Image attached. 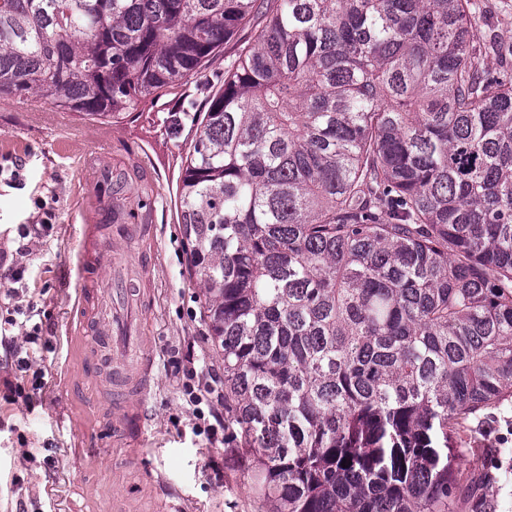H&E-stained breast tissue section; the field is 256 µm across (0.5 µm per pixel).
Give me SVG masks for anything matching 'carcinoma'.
<instances>
[{"mask_svg":"<svg viewBox=\"0 0 512 512\" xmlns=\"http://www.w3.org/2000/svg\"><path fill=\"white\" fill-rule=\"evenodd\" d=\"M181 175L190 274L268 512H459L512 397V57L474 0H274ZM260 0H0V97L108 123Z\"/></svg>","mask_w":512,"mask_h":512,"instance_id":"1","label":"carcinoma"}]
</instances>
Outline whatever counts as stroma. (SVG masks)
<instances>
[{
	"label": "stroma",
	"mask_w": 512,
	"mask_h": 512,
	"mask_svg": "<svg viewBox=\"0 0 512 512\" xmlns=\"http://www.w3.org/2000/svg\"><path fill=\"white\" fill-rule=\"evenodd\" d=\"M254 34L240 30L202 68L201 77L146 104L135 121L103 124L71 114L70 130L54 122V108L25 110L24 98L0 99V512H114L117 501L139 498L143 478L114 482V449L107 430L112 411L86 381L92 367L69 334L80 283L73 267L80 236L74 214L91 202L120 204L132 223L155 225L147 249L156 253L142 278L153 289V351L159 370L146 400L143 437L155 478L154 492L180 512H267L251 488L245 442L229 408L215 401L224 432L208 435L195 417L173 359L193 356L204 374L222 370L201 317L200 290L191 280L178 223L181 162L193 134H172L167 117L204 113L224 84V67ZM101 152L116 189L87 165ZM48 231H40L42 223ZM33 232L22 242L21 229ZM23 269L21 282L10 268ZM30 312L40 328L5 322L13 308ZM463 476L486 472L488 512H512V399L478 412L455 443ZM86 451L77 460L73 449Z\"/></svg>",
	"instance_id": "obj_1"
}]
</instances>
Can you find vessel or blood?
Listing matches in <instances>:
<instances>
[{"label": "vessel or blood", "instance_id": "1", "mask_svg": "<svg viewBox=\"0 0 512 512\" xmlns=\"http://www.w3.org/2000/svg\"><path fill=\"white\" fill-rule=\"evenodd\" d=\"M99 208L79 215L84 238L76 260L83 287L77 306L80 320L77 332L85 338L86 351L105 349L108 369L94 368L88 384L94 390L112 388V429L110 436L123 453L114 459L112 474L122 478L129 472L146 474L148 459L141 448L147 423L145 397L155 377L156 361L149 349L152 303L149 293L133 289L132 281L141 266L149 265L151 253H143L140 264H126L123 257L97 247L98 240L113 242L150 239V224H107Z\"/></svg>", "mask_w": 512, "mask_h": 512}]
</instances>
